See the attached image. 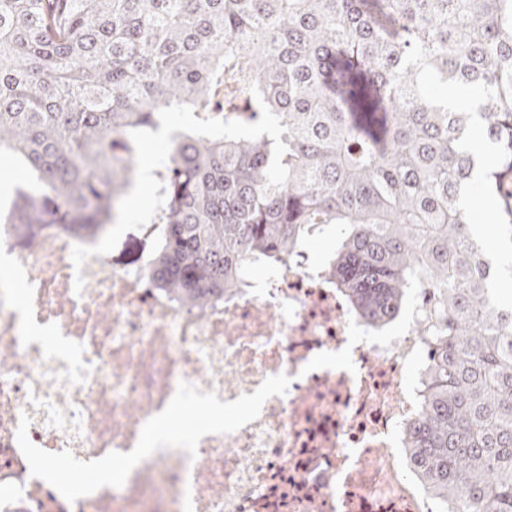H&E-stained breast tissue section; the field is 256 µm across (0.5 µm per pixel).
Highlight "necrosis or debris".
<instances>
[{"instance_id":"obj_1","label":"necrosis or debris","mask_w":512,"mask_h":512,"mask_svg":"<svg viewBox=\"0 0 512 512\" xmlns=\"http://www.w3.org/2000/svg\"><path fill=\"white\" fill-rule=\"evenodd\" d=\"M100 238L41 225L0 279V512H444L404 464L429 323L420 303L379 334L324 270L284 264L198 309L117 269ZM29 302L16 304L15 282ZM50 340H43L41 330ZM286 374L257 419L163 448L119 488L65 500L33 477L16 434L91 461L131 451L180 382L221 401Z\"/></svg>"}]
</instances>
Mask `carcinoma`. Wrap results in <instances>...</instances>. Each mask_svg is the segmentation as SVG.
Returning a JSON list of instances; mask_svg holds the SVG:
<instances>
[{
  "mask_svg": "<svg viewBox=\"0 0 512 512\" xmlns=\"http://www.w3.org/2000/svg\"><path fill=\"white\" fill-rule=\"evenodd\" d=\"M166 129L150 278L204 308L336 235L325 268L368 326L433 317L412 472L456 512H512V272L470 207L494 197L512 246V0H0L9 222L41 195L111 232ZM495 227V224H491L486 220H481L474 224L475 232L478 234L486 250L495 256H501L502 245L499 242Z\"/></svg>",
  "mask_w": 512,
  "mask_h": 512,
  "instance_id": "obj_1",
  "label": "carcinoma"
}]
</instances>
